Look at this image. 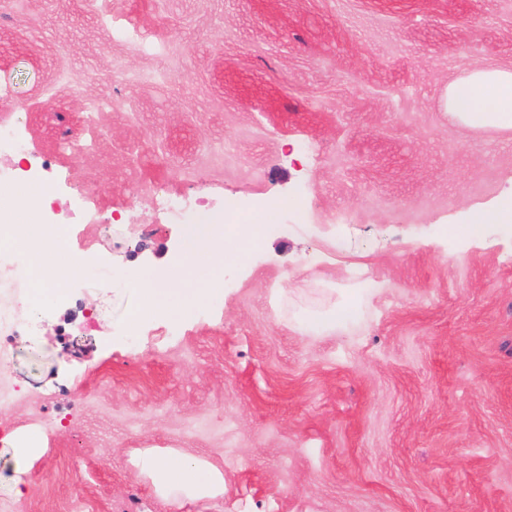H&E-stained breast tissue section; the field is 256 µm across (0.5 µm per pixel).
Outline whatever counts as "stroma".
<instances>
[{
  "label": "stroma",
  "instance_id": "1",
  "mask_svg": "<svg viewBox=\"0 0 512 512\" xmlns=\"http://www.w3.org/2000/svg\"><path fill=\"white\" fill-rule=\"evenodd\" d=\"M479 67L512 69V0H0V121L95 212L63 298L0 297L39 323L0 368V512H512V227L450 230L512 196V132L445 108ZM171 196L286 216L131 331L130 276L181 265ZM43 427L17 472L4 436ZM142 448L223 496L170 506ZM132 463L155 493L177 506L182 499L206 500L224 494V472L213 463L177 451H139Z\"/></svg>",
  "mask_w": 512,
  "mask_h": 512
}]
</instances>
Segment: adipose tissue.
<instances>
[{"instance_id":"ef3b65f1","label":"adipose tissue","mask_w":512,"mask_h":512,"mask_svg":"<svg viewBox=\"0 0 512 512\" xmlns=\"http://www.w3.org/2000/svg\"><path fill=\"white\" fill-rule=\"evenodd\" d=\"M449 115L475 130L512 131V70L483 68L468 72L449 85L445 95ZM253 227L250 223L214 224L208 238L195 230L184 233L185 261L179 271L142 272L130 281L144 307L166 316L183 315L189 303L207 300L217 285L216 274L225 261L244 258ZM67 229L58 225L34 230L19 244L35 261L45 254L63 253L55 267V283L63 285L84 272L87 256L64 254ZM155 493L170 504L182 499L206 500L224 494V473L213 463L177 451L154 448L139 451L133 459Z\"/></svg>"}]
</instances>
